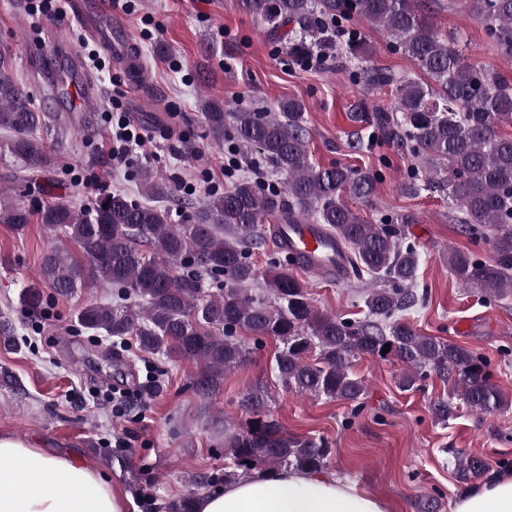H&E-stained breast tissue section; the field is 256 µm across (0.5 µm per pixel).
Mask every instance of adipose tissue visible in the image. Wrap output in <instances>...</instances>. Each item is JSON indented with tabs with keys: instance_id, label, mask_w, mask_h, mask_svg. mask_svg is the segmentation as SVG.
<instances>
[{
	"instance_id": "obj_1",
	"label": "adipose tissue",
	"mask_w": 512,
	"mask_h": 512,
	"mask_svg": "<svg viewBox=\"0 0 512 512\" xmlns=\"http://www.w3.org/2000/svg\"><path fill=\"white\" fill-rule=\"evenodd\" d=\"M196 512H393L387 499L330 471L256 472L215 493L201 494ZM0 512H127L98 469L0 435ZM451 512H512V473L461 497Z\"/></svg>"
}]
</instances>
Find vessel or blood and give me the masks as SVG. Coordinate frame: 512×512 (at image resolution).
I'll return each mask as SVG.
<instances>
[{
	"label": "vessel or blood",
	"mask_w": 512,
	"mask_h": 512,
	"mask_svg": "<svg viewBox=\"0 0 512 512\" xmlns=\"http://www.w3.org/2000/svg\"><path fill=\"white\" fill-rule=\"evenodd\" d=\"M271 242L277 251L307 273L338 281L349 276V258L338 239L322 232L319 225H273Z\"/></svg>",
	"instance_id": "1"
}]
</instances>
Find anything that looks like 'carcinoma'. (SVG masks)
<instances>
[{"instance_id":"obj_1","label":"carcinoma","mask_w":512,"mask_h":512,"mask_svg":"<svg viewBox=\"0 0 512 512\" xmlns=\"http://www.w3.org/2000/svg\"><path fill=\"white\" fill-rule=\"evenodd\" d=\"M487 42L512 57V0H466ZM243 11L268 25L281 41L288 62L301 68L341 50L349 74L367 95L388 90V109L367 111L360 103L354 123H370L408 148L416 171L402 184L412 196L438 188L467 233L490 229L492 256L479 260L452 249L448 265L464 288L489 299L512 295V81L495 69L469 60L464 38L438 31L421 0H238ZM382 30L395 47L430 79L421 83L372 61L373 47L361 25ZM12 64L0 55V130L18 163L16 179L44 172L51 155L40 127L57 116L30 108L16 83ZM202 114L213 141L234 142L255 166L269 164L282 177L274 185L256 176L238 179L222 193L190 200V224H174L167 210L136 203L123 193L108 194L89 207L60 201L43 207L38 222L54 237L79 247L86 264L68 262L55 245L40 265V278L66 296L82 286L106 284L124 301L119 306L90 304L77 320L86 330L116 339L133 336L143 354L194 362L192 387L203 398L220 391L224 374L244 365L249 349L241 340L278 343L276 377L297 393L360 406L364 380L352 371L362 356L401 366L398 386L420 389L430 375L454 381L448 396L430 404L433 420L445 425L463 404L478 413L498 412L508 397L492 382L487 359L471 349L427 336L407 321L424 304L411 287L420 255L405 241L411 214L374 224L348 200L371 203L378 181L368 171L334 163L315 165L308 152L309 130L303 101L288 98L273 108L231 107L204 99ZM144 193L171 196V188L143 173ZM323 224L344 241L351 273L379 281L366 289V316L352 321L318 311L308 287L283 266L261 272L250 251L263 240L264 224ZM0 223L21 230L30 212L6 200L0 189ZM149 246L145 252L140 244ZM203 270L224 278V288L204 295ZM39 288L22 291L28 310L40 308ZM387 353H382L385 345ZM272 396L261 385L238 398L248 415L224 441V470L193 474L195 490L176 502L151 503L155 512H195L197 491L226 485L255 469L318 472L326 468L330 443L322 437L290 435L271 412ZM455 476L468 485L490 477L481 457L454 448Z\"/></svg>"}]
</instances>
